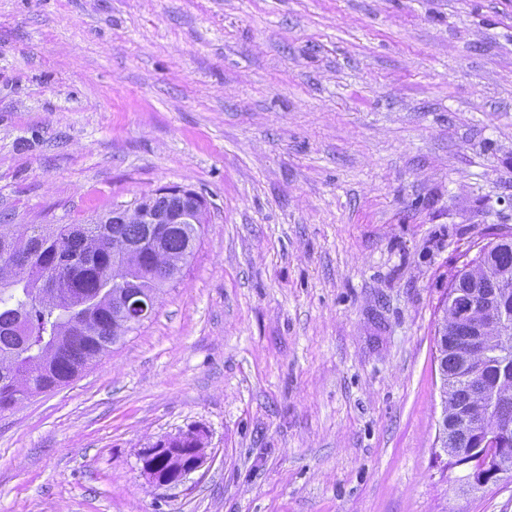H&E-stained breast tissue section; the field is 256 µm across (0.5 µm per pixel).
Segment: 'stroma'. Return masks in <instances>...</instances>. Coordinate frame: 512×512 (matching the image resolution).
<instances>
[{
    "mask_svg": "<svg viewBox=\"0 0 512 512\" xmlns=\"http://www.w3.org/2000/svg\"><path fill=\"white\" fill-rule=\"evenodd\" d=\"M163 186L204 197L195 250L0 413V512H512L434 456L448 281L512 229V0H0V224ZM205 449L203 435L198 431L189 430L157 441L148 448H142L139 453L142 472L150 483L175 487L203 466L207 458ZM159 457L169 459L171 466L159 470L155 465V459Z\"/></svg>",
    "mask_w": 512,
    "mask_h": 512,
    "instance_id": "1",
    "label": "stroma"
}]
</instances>
